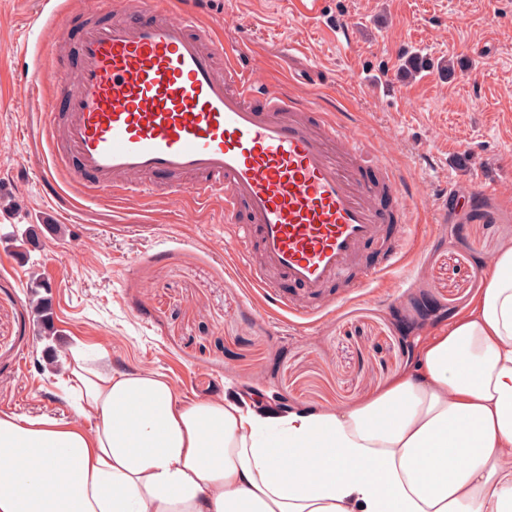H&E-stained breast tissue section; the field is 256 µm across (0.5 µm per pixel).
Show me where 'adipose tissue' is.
Listing matches in <instances>:
<instances>
[{"instance_id":"1","label":"adipose tissue","mask_w":512,"mask_h":512,"mask_svg":"<svg viewBox=\"0 0 512 512\" xmlns=\"http://www.w3.org/2000/svg\"><path fill=\"white\" fill-rule=\"evenodd\" d=\"M64 370L71 419L0 415V512H512V242L416 365L350 408L264 415L182 402L158 373Z\"/></svg>"}]
</instances>
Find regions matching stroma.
<instances>
[{
    "label": "stroma",
    "instance_id": "35a3bbf8",
    "mask_svg": "<svg viewBox=\"0 0 512 512\" xmlns=\"http://www.w3.org/2000/svg\"><path fill=\"white\" fill-rule=\"evenodd\" d=\"M37 0H0V412L69 418L64 370L87 364L165 375L184 401L223 396L275 407H352L414 367L423 340L467 311L488 264L512 241V5L506 0H324L354 33L340 50L325 27L291 17L288 0H200L224 44L249 28L253 76L310 92L364 138V171L395 167L424 200L413 210L404 268L305 318L280 311L224 251V204H170L155 193L92 198L46 176L49 87L15 111L24 16ZM433 62L407 77L399 59ZM448 221L432 210L447 185ZM494 185L500 201L478 194ZM35 230L21 256L14 237ZM41 281L56 335L30 305Z\"/></svg>",
    "mask_w": 512,
    "mask_h": 512
}]
</instances>
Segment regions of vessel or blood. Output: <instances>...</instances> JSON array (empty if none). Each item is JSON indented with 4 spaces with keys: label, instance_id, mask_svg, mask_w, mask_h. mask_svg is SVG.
<instances>
[{
    "label": "vessel or blood",
    "instance_id": "obj_1",
    "mask_svg": "<svg viewBox=\"0 0 512 512\" xmlns=\"http://www.w3.org/2000/svg\"><path fill=\"white\" fill-rule=\"evenodd\" d=\"M322 0H289L304 21ZM89 19L74 74L45 66L64 22L62 0H40L25 20L30 63L14 106L24 111L33 87L58 85L65 112H49L45 133L53 174L72 178L92 197L130 200L170 181L168 198L195 206L224 203V248L235 253L251 285L286 312L326 309L340 283L357 287L354 269L366 245L383 249L369 278L402 263L415 188L379 162L400 222L377 205L378 188L361 164L363 140L340 115L280 82H260L223 50L215 30L197 19L195 0H88ZM294 293L282 292V285Z\"/></svg>",
    "mask_w": 512,
    "mask_h": 512
}]
</instances>
